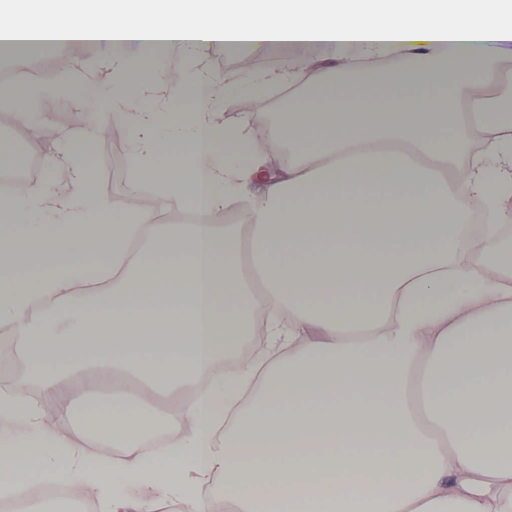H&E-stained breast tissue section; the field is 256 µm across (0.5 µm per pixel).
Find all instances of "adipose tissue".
<instances>
[{
	"label": "adipose tissue",
	"mask_w": 512,
	"mask_h": 512,
	"mask_svg": "<svg viewBox=\"0 0 512 512\" xmlns=\"http://www.w3.org/2000/svg\"><path fill=\"white\" fill-rule=\"evenodd\" d=\"M49 8L112 66L80 80L62 64L20 101L0 87L54 146L35 184L0 198V325L26 358L0 415L28 430L0 442V499L40 512L29 489L66 479L92 489L95 512L170 499L263 512L313 492L322 512H512V246L498 226L512 217V117L488 110L512 97L497 52L512 0H43L0 10V54L64 48L43 33ZM187 44L200 54L173 64ZM215 44L307 48L280 76L303 68L310 85L283 99L268 142L256 114L222 118ZM106 83L112 108L82 113V131L123 125L136 177L201 223L143 208L110 220L86 150L38 110ZM152 92L191 99L189 124L132 109ZM283 142L291 163L271 171ZM235 198L239 223L220 224ZM475 200L487 224L473 236ZM94 277L116 286L90 295ZM254 331L268 361L216 373ZM81 373L130 380L144 400L192 382L161 418L166 454L145 459L121 415L96 451L59 436L42 404L69 415Z\"/></svg>",
	"instance_id": "obj_1"
}]
</instances>
